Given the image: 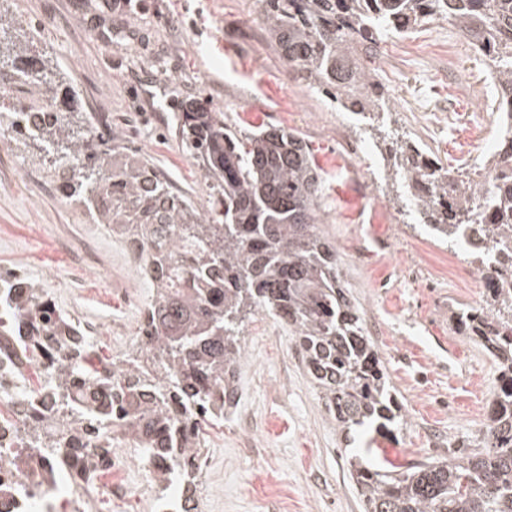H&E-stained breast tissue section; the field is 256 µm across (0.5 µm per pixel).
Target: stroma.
I'll use <instances>...</instances> for the list:
<instances>
[{"mask_svg": "<svg viewBox=\"0 0 512 512\" xmlns=\"http://www.w3.org/2000/svg\"><path fill=\"white\" fill-rule=\"evenodd\" d=\"M0 28L33 33L72 81L83 105L75 121L89 114L107 124L196 204L211 188L183 142L181 101L204 100L246 132L299 131L326 178L321 230L407 412L398 432L376 437L378 455L397 466L444 459L477 435L478 397L493 395L498 376L448 313L479 300L472 266L409 216L386 175L383 142L283 63L258 0H0ZM375 66L390 99L385 131L422 138L443 162L461 158L454 129L426 137L409 115L451 110L464 125L490 111L481 56L432 24L406 39L380 36ZM2 270L37 283L75 322H97L94 346L115 358L131 352L153 294L108 225L67 198L37 147L8 130L0 132ZM244 344L237 403L209 431L196 512H363L349 461L375 457L328 417L287 327L257 315ZM111 479L115 491L96 512H158L154 491L124 493L139 483L136 470Z\"/></svg>", "mask_w": 512, "mask_h": 512, "instance_id": "obj_1", "label": "stroma"}]
</instances>
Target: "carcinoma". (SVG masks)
<instances>
[{"mask_svg":"<svg viewBox=\"0 0 512 512\" xmlns=\"http://www.w3.org/2000/svg\"><path fill=\"white\" fill-rule=\"evenodd\" d=\"M261 15L288 65L329 96L340 112L365 116L386 108L372 44L384 31L404 36L445 16L486 62L498 97L512 98V0H259ZM21 96L0 104V127L52 156L69 197L106 224L141 263L153 288L139 340L124 359L94 361L92 343L75 339L67 364L37 365L48 330L20 304L44 290L0 276V336L20 342L18 391L50 396L54 411L35 419L13 464L36 472L67 451L78 467L90 449L112 454L120 434L166 463L160 481L190 482L187 459L204 447L203 427L235 405L244 330L260 312L288 326L329 416L344 434H390L405 415L360 309L343 284L335 246L321 232L324 181L300 133L265 126L243 133L202 100L181 108L187 149L210 180L208 209L176 193L145 159L112 142L94 119L72 128L82 111L75 91L45 64L33 41H0V64ZM41 115L38 130L25 118ZM500 183L487 190L475 169L427 172L442 160L414 138L388 141L392 180L430 234L461 245L476 226L504 244L503 260L474 269L492 278L512 269V112L500 114ZM462 335L479 343L499 373L495 407L477 449L443 462L393 469L354 457L350 475L364 512H512V294L493 292L475 309L449 306Z\"/></svg>","mask_w":512,"mask_h":512,"instance_id":"1","label":"carcinoma"}]
</instances>
